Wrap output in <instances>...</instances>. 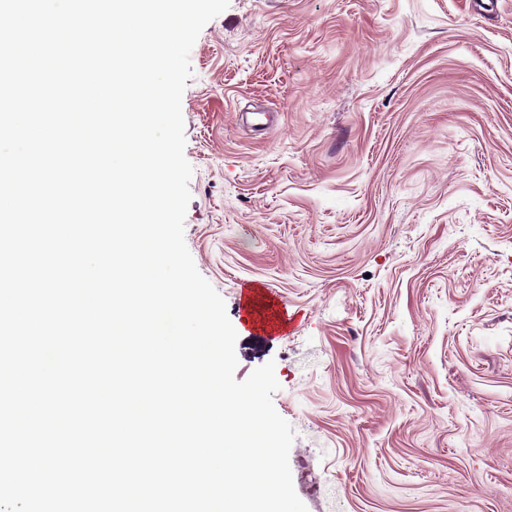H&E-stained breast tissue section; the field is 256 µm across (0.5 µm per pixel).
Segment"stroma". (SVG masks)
<instances>
[{
    "mask_svg": "<svg viewBox=\"0 0 512 512\" xmlns=\"http://www.w3.org/2000/svg\"><path fill=\"white\" fill-rule=\"evenodd\" d=\"M190 64L186 245L307 512H512V0H230ZM269 288L247 285L240 289V320L250 331L270 336H286L291 316Z\"/></svg>",
    "mask_w": 512,
    "mask_h": 512,
    "instance_id": "1",
    "label": "stroma"
}]
</instances>
